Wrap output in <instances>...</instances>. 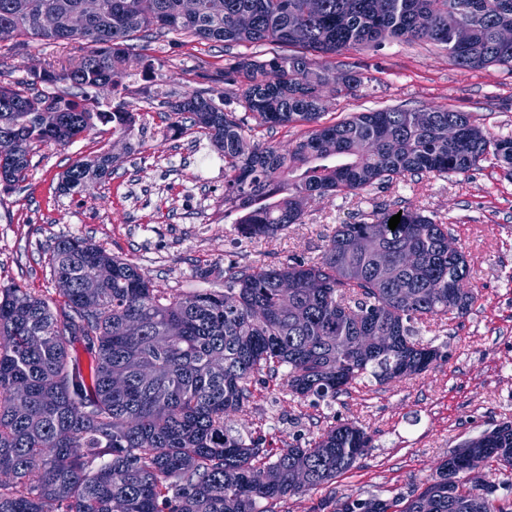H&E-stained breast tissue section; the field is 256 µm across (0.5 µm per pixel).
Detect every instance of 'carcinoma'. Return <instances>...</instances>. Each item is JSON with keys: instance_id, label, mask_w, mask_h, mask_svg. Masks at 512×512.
I'll return each instance as SVG.
<instances>
[{"instance_id": "carcinoma-1", "label": "carcinoma", "mask_w": 512, "mask_h": 512, "mask_svg": "<svg viewBox=\"0 0 512 512\" xmlns=\"http://www.w3.org/2000/svg\"><path fill=\"white\" fill-rule=\"evenodd\" d=\"M98 0L76 30L84 0H0V31L14 46L29 39L85 41L77 60L56 72L33 67L25 87L0 84V138L15 156L0 160V181H25L39 146H66L99 124L132 140L134 113L106 110L97 89H126L138 71L164 84L163 64L138 57L130 41L178 33L226 45L286 48L237 58L224 79L244 90L240 117L224 94L167 102L171 128L200 130L224 159V205L241 213L240 234L273 239L302 223L306 201L358 195L415 174L467 173L493 154L512 175V137L494 139L465 112L386 107L320 123V90L363 91L357 71L317 57L378 51L426 40L464 68L512 69V0ZM57 24H40L45 14ZM464 37L448 31V14ZM65 83L72 96L37 91ZM270 128L313 129L288 153L251 140L247 117ZM115 156L77 160L61 175L64 194L112 175ZM401 214L396 229L390 218ZM368 239L355 252L349 242ZM413 252L415 263H403ZM51 274L71 288L51 299L18 284L0 285V512H277L349 471L372 436L337 422L314 440L275 448L228 427L249 401L253 379L300 400L335 399L365 379L421 374L447 359L419 338V326L464 316L476 300L462 249L419 209H375L338 224L315 262L224 270V289L191 294L152 286L138 268L79 238L51 247ZM89 355V372L72 350ZM479 457L512 469V423L482 431L450 451L428 484L384 499L360 493L333 512H512V502L471 476ZM308 480L299 484L295 472Z\"/></svg>"}]
</instances>
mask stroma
I'll list each match as a JSON object with an SVG mask.
<instances>
[{
	"instance_id": "35a3bbf8",
	"label": "stroma",
	"mask_w": 512,
	"mask_h": 512,
	"mask_svg": "<svg viewBox=\"0 0 512 512\" xmlns=\"http://www.w3.org/2000/svg\"><path fill=\"white\" fill-rule=\"evenodd\" d=\"M82 42L33 41L0 54V82L26 79L32 65L59 67L80 55ZM136 53L162 62L170 97L198 89L223 93L237 105L242 86L224 79L231 60L254 53L249 44L226 46L171 34L134 43ZM337 70L361 67L364 96L338 86L322 88V123L388 106L448 109L470 114L475 125L497 137L512 136V71L492 65L462 68L431 42H398L380 51L348 50L331 56ZM99 100L131 104L143 129L140 144L127 151L111 129H95L65 147H44L32 156L28 179L0 187V283L15 282L58 298L50 274V248L62 237H83L136 265L154 287L181 294L224 285L227 266L265 267L297 258L318 260L336 225L354 224L375 207H414L447 224L471 266L477 299L462 317L422 330L424 340L445 347L446 362L414 378L389 384L363 381L336 399L300 401L256 381L252 396L228 423L243 436L263 434L273 447L308 442L327 425L353 420L373 441L355 466L304 497L281 503L282 512H309L322 500L352 493L392 497L409 494L435 472L464 440L502 422H512V386L501 372L512 370V176L494 157L464 174L409 176L377 185L359 196L309 199L302 223L271 241H248L236 230L237 211L224 205V173L202 170L211 151L201 133L174 136L159 118L161 107L146 82L123 94L101 88ZM103 150L117 157L115 172L83 192H58V177L76 160Z\"/></svg>"
}]
</instances>
